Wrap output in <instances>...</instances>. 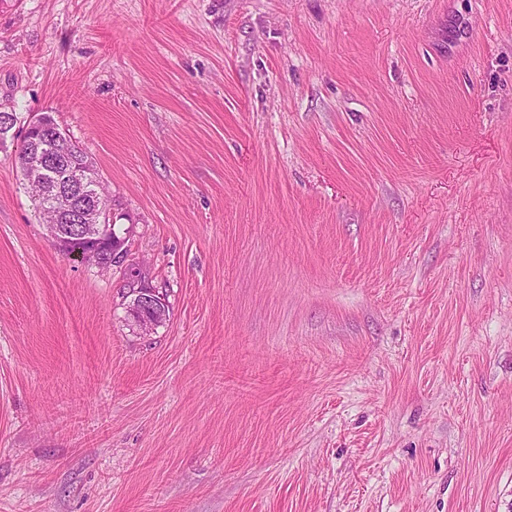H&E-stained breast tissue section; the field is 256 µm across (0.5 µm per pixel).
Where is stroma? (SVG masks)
<instances>
[{"mask_svg": "<svg viewBox=\"0 0 512 512\" xmlns=\"http://www.w3.org/2000/svg\"><path fill=\"white\" fill-rule=\"evenodd\" d=\"M166 293L0 143V512H512V0H0ZM108 193L109 191H106L103 181H101L98 187L99 196H90L84 199V204L88 208L79 211L76 215V219L82 222V224H76L75 226L79 229V237L84 241H89V245L92 243L93 245L84 250L86 251L85 254H83L84 251H81L75 255L82 261L90 263L101 270L119 268L125 279L131 272L143 273V265L141 262L131 258L128 249L125 247L124 239L112 237V228L114 226L112 224V206H99L101 204H111L112 196ZM94 205L99 207L89 209V207ZM79 237L76 234H71L69 238L61 240L57 245L61 251L70 254L76 248L82 246L83 242ZM105 243L109 244L105 254H109L110 258L102 261L98 257L102 254V250L99 248ZM89 257L94 258L99 263L89 262L86 259ZM142 281V278H137L132 274L127 279L123 289L128 290L126 299L128 297L131 298L126 306V312L129 322H131V325L136 328L139 334L150 335L166 319L168 305L156 288L152 286L138 288Z\"/></svg>", "mask_w": 512, "mask_h": 512, "instance_id": "obj_1", "label": "stroma"}]
</instances>
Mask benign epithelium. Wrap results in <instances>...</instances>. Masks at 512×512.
I'll list each match as a JSON object with an SVG mask.
<instances>
[{"label": "benign epithelium", "instance_id": "7a95c632", "mask_svg": "<svg viewBox=\"0 0 512 512\" xmlns=\"http://www.w3.org/2000/svg\"><path fill=\"white\" fill-rule=\"evenodd\" d=\"M24 138L30 144L29 155L32 169L40 174L46 173L49 165L48 157L44 153L45 146L55 147L66 139V135L58 124L49 115L41 113L32 116L26 122ZM64 169V182L77 188L87 195L93 194L97 186V176L91 164L82 166L71 163V157L66 156L61 160ZM80 221L77 225L80 238L91 243V247L84 253H77V257L86 260L94 259L102 253L109 254L106 261H96L94 266L101 270L118 268L123 277H128L134 272H143L141 262L131 258L125 241L112 237V207H96L81 210L76 215ZM130 300L126 306L127 316L131 325L136 330L148 335L159 326L168 315V305L164 297L156 288L145 286L129 293Z\"/></svg>", "mask_w": 512, "mask_h": 512}]
</instances>
